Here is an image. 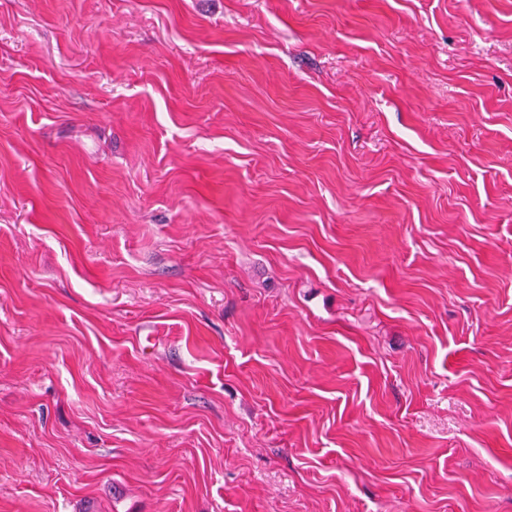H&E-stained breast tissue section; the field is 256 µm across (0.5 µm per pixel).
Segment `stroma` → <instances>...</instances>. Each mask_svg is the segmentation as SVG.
Wrapping results in <instances>:
<instances>
[{
    "mask_svg": "<svg viewBox=\"0 0 512 512\" xmlns=\"http://www.w3.org/2000/svg\"><path fill=\"white\" fill-rule=\"evenodd\" d=\"M0 512H512V0H0Z\"/></svg>",
    "mask_w": 512,
    "mask_h": 512,
    "instance_id": "stroma-1",
    "label": "stroma"
}]
</instances>
